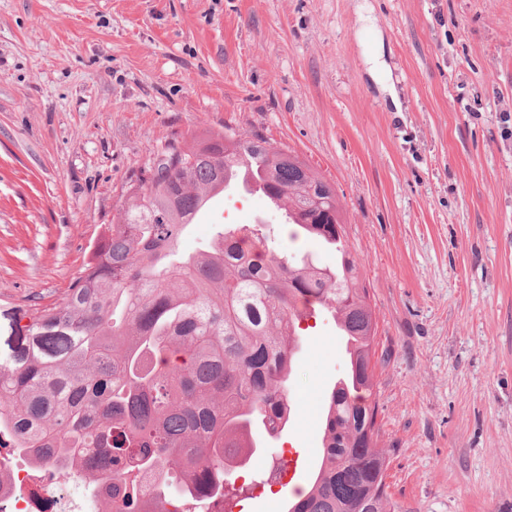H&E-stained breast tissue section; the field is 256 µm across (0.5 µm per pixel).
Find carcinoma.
I'll return each instance as SVG.
<instances>
[{
  "mask_svg": "<svg viewBox=\"0 0 512 512\" xmlns=\"http://www.w3.org/2000/svg\"><path fill=\"white\" fill-rule=\"evenodd\" d=\"M180 166L138 179L116 223L58 301L26 309L0 358V448L66 479L84 467L106 512H222L232 472L288 421L300 308L334 312L353 345L327 400L322 454L287 512H386L378 444L376 322L335 187L255 135L180 148ZM250 157L304 237L342 245L335 271L219 232L201 252L184 228Z\"/></svg>",
  "mask_w": 512,
  "mask_h": 512,
  "instance_id": "carcinoma-1",
  "label": "carcinoma"
}]
</instances>
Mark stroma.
Returning a JSON list of instances; mask_svg holds the SVG:
<instances>
[{"mask_svg": "<svg viewBox=\"0 0 512 512\" xmlns=\"http://www.w3.org/2000/svg\"><path fill=\"white\" fill-rule=\"evenodd\" d=\"M228 126L336 188L378 323L391 512H512V0H0V353L17 310L79 276L134 174ZM224 224L337 264L244 193L183 250ZM346 363L320 313L234 512L308 487Z\"/></svg>", "mask_w": 512, "mask_h": 512, "instance_id": "1", "label": "stroma"}]
</instances>
